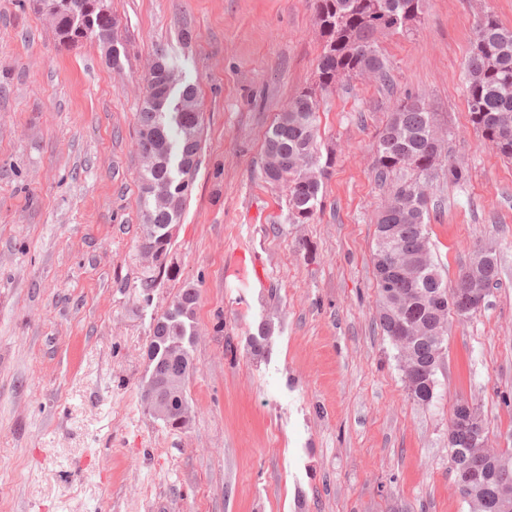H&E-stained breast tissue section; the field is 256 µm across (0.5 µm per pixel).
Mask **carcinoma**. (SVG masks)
I'll use <instances>...</instances> for the list:
<instances>
[{
  "label": "carcinoma",
  "mask_w": 512,
  "mask_h": 512,
  "mask_svg": "<svg viewBox=\"0 0 512 512\" xmlns=\"http://www.w3.org/2000/svg\"><path fill=\"white\" fill-rule=\"evenodd\" d=\"M421 0H315L316 20L323 41L317 70L319 85L327 89L340 79L349 80L370 72L388 77L387 59L377 44L382 32L407 29L418 16L408 19L404 11L420 12ZM97 0H59L62 25L54 30L58 50H71L86 41L99 42L112 34L117 18L96 7ZM467 103L470 122L482 140L497 153L512 159V27L486 12L475 23V37L466 61ZM153 92L143 96L137 113L136 145L160 156V164L140 174V203L144 212L140 249H153L170 224L179 222L187 194L179 193L174 176L193 183L198 169L200 111L194 85L183 83L168 92L163 72L153 76ZM434 113L419 99L401 101L379 133L373 147L374 169L379 180L389 183L390 199L397 205L384 208L377 223L395 226L399 251L375 240L372 253L378 289L379 326L394 346H399L412 322L424 330L399 353L400 361L416 381L409 397L421 405L434 398L436 372L448 339L449 316L469 299L473 286L490 295L498 283L499 267L494 253L478 269L479 283L467 280L479 247L463 267L454 287H448L431 253L427 219L429 198L425 183L448 174L459 183L464 172L453 162L440 166L441 149L434 143ZM150 129L154 136L145 137ZM316 102L310 91L296 95L280 113L264 140L261 175L280 186L288 197V219L306 224L313 219L323 193L331 160L319 163L316 153ZM178 198L175 207H157L155 193ZM423 261L410 278L389 279L384 267L392 260ZM199 292L188 285L176 295L168 310L157 318L150 348L167 351L169 360L192 357L185 346L192 335ZM459 448L462 456L451 460L450 473L461 480V495L471 512H512V448H476L460 426L451 433L448 449Z\"/></svg>",
  "instance_id": "cac0c4a2"
}]
</instances>
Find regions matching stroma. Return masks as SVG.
I'll return each mask as SVG.
<instances>
[{"label":"stroma","mask_w":512,"mask_h":512,"mask_svg":"<svg viewBox=\"0 0 512 512\" xmlns=\"http://www.w3.org/2000/svg\"><path fill=\"white\" fill-rule=\"evenodd\" d=\"M111 7L116 66L94 42L58 51L29 0H0V512H469L448 473L456 400L479 408L489 447L512 448V162L469 121L465 63L477 17L512 26V0H423L409 31L379 38L392 86L365 74L326 90L315 0ZM159 46L196 84L204 134L168 249L176 273L146 295L134 141ZM304 90L332 166L320 211L293 224L260 168L267 130ZM408 97L468 174L427 185L444 279L478 243L499 264L485 308L452 319L427 406L377 324L371 263L389 198L371 147ZM189 284L192 421L175 430L141 388L154 321Z\"/></svg>","instance_id":"35a3bbf8"}]
</instances>
